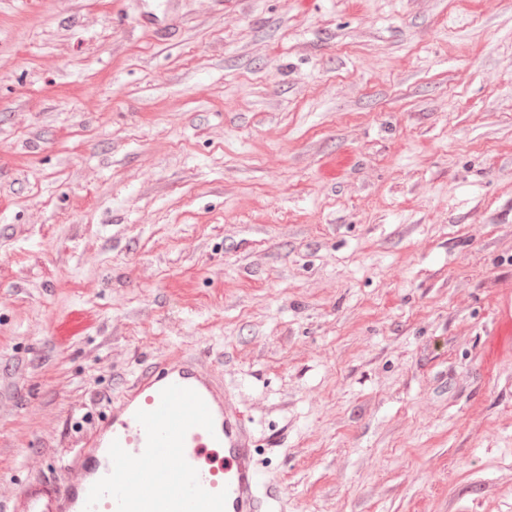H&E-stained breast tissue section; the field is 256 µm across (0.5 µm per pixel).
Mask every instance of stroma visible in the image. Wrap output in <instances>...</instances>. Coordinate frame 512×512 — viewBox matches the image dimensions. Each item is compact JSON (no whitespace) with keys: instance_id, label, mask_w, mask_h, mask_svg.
Instances as JSON below:
<instances>
[{"instance_id":"stroma-1","label":"stroma","mask_w":512,"mask_h":512,"mask_svg":"<svg viewBox=\"0 0 512 512\" xmlns=\"http://www.w3.org/2000/svg\"><path fill=\"white\" fill-rule=\"evenodd\" d=\"M512 0H0V505L219 362L288 512H512Z\"/></svg>"}]
</instances>
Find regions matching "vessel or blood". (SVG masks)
<instances>
[{
  "mask_svg": "<svg viewBox=\"0 0 512 512\" xmlns=\"http://www.w3.org/2000/svg\"><path fill=\"white\" fill-rule=\"evenodd\" d=\"M175 477L157 485V476ZM257 440L213 363L148 362L113 400L63 475L33 480L7 512H286Z\"/></svg>",
  "mask_w": 512,
  "mask_h": 512,
  "instance_id": "b4317fda",
  "label": "vessel or blood"
}]
</instances>
